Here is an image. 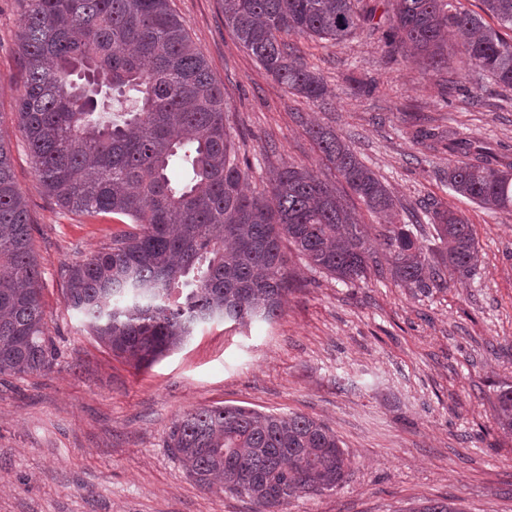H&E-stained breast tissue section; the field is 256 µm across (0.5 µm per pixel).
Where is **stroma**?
<instances>
[{"label": "stroma", "mask_w": 512, "mask_h": 512, "mask_svg": "<svg viewBox=\"0 0 512 512\" xmlns=\"http://www.w3.org/2000/svg\"><path fill=\"white\" fill-rule=\"evenodd\" d=\"M376 24L340 43L285 40L326 94L286 92L224 25L219 0H171L224 88L226 126L248 190L295 165L347 187L307 133L330 128L391 193L396 221L438 246L434 213L471 224L481 263L445 288L408 290L388 273L372 236L374 269L344 283L286 246L291 273L278 317L247 327L198 325L185 344L135 369L68 310L63 269L109 244L122 223L62 211L35 173L14 121L24 91L17 33L25 0H0V137L28 205L42 271L49 369L0 377V512H253L245 499L199 487L167 446L184 411L236 405L299 413L336 434L351 461L346 483L299 494L286 512H411L445 502L458 512H512V435L494 405L512 385V214L453 192L457 155L446 135L512 150V89L473 74L427 73L393 52L379 22L390 0H360Z\"/></svg>", "instance_id": "35a3bbf8"}]
</instances>
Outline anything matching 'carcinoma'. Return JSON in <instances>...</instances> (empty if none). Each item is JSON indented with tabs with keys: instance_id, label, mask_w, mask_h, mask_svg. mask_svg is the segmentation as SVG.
<instances>
[{
	"instance_id": "cac0c4a2",
	"label": "carcinoma",
	"mask_w": 512,
	"mask_h": 512,
	"mask_svg": "<svg viewBox=\"0 0 512 512\" xmlns=\"http://www.w3.org/2000/svg\"><path fill=\"white\" fill-rule=\"evenodd\" d=\"M19 31L24 93L18 127L45 193L63 210L119 215L128 229L101 251L66 266L65 304L89 332L135 369L181 346L200 323L247 327L270 321L288 291L283 240L309 265L343 282L366 277L367 225L336 188L296 166L249 192L224 123V88L213 79L169 0H26ZM227 26L285 90L312 101L325 87L288 51L295 31L342 41L370 21L357 0H219ZM512 29V0H482ZM389 45L426 68L478 70L512 89V40L454 0H393ZM465 34L448 54V30ZM325 160L371 215L392 251L391 277L411 290L443 288L476 270L472 225L435 211L439 259L350 144L308 128ZM448 171V186L477 204L512 213V162L479 151ZM32 227L10 146L0 137V376L32 374L53 360L40 296ZM496 421L512 433V386L496 395ZM168 448L189 477L248 499L255 512H283L299 493L341 485L349 460L340 440L301 414L239 406L200 407L179 417Z\"/></svg>"
}]
</instances>
